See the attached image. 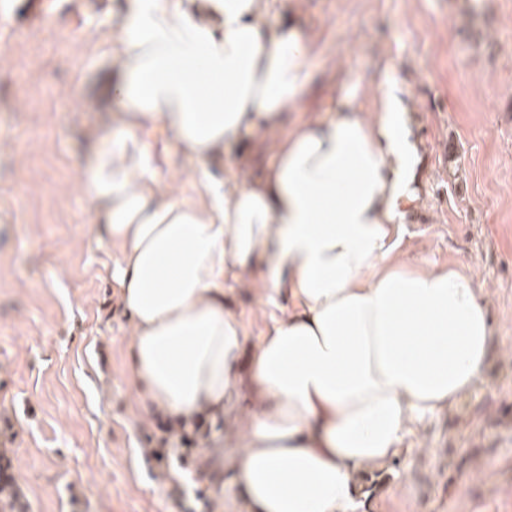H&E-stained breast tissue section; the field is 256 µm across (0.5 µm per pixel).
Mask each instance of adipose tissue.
Masks as SVG:
<instances>
[{"label": "adipose tissue", "mask_w": 512, "mask_h": 512, "mask_svg": "<svg viewBox=\"0 0 512 512\" xmlns=\"http://www.w3.org/2000/svg\"><path fill=\"white\" fill-rule=\"evenodd\" d=\"M274 0H129L112 34V121L76 186L99 203L117 250L113 294L128 315L134 403L175 429L253 410L231 437L248 512H355L356 478L399 452L410 426L451 406L482 374L493 336L465 270L402 263L397 229L417 193L416 146L395 80L376 108L345 98L293 125L254 176L248 136L272 135L311 79L314 32L269 27ZM163 122L201 192L149 177L136 131ZM246 274L279 306L249 337L224 282Z\"/></svg>", "instance_id": "1"}]
</instances>
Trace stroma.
I'll list each match as a JSON object with an SVG mask.
<instances>
[{"instance_id":"1","label":"stroma","mask_w":512,"mask_h":512,"mask_svg":"<svg viewBox=\"0 0 512 512\" xmlns=\"http://www.w3.org/2000/svg\"><path fill=\"white\" fill-rule=\"evenodd\" d=\"M26 2L0 0V448L31 512H247L230 466L200 475L210 443L233 456L223 428L136 424L115 250L70 187L105 127L124 0ZM291 18L319 40L311 92L279 135L352 86L397 79L426 184L402 219L403 258L465 266L494 322L477 388L359 477V512H512V0H277L266 21ZM137 136L156 178L183 173L196 200L164 124Z\"/></svg>"}]
</instances>
